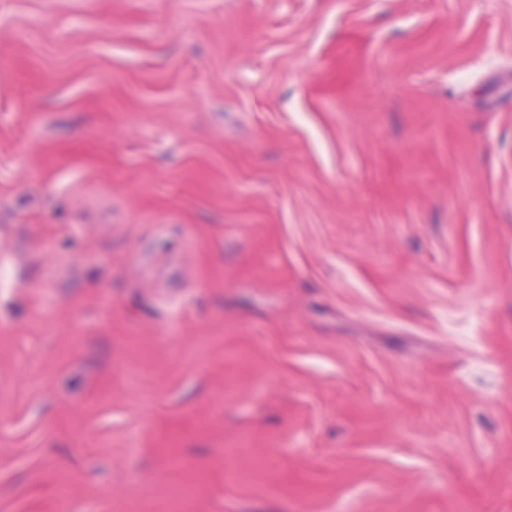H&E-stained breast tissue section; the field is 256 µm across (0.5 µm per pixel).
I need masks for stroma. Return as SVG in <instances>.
Segmentation results:
<instances>
[{
    "label": "stroma",
    "instance_id": "stroma-1",
    "mask_svg": "<svg viewBox=\"0 0 512 512\" xmlns=\"http://www.w3.org/2000/svg\"><path fill=\"white\" fill-rule=\"evenodd\" d=\"M0 512H512V0H0Z\"/></svg>",
    "mask_w": 512,
    "mask_h": 512
}]
</instances>
